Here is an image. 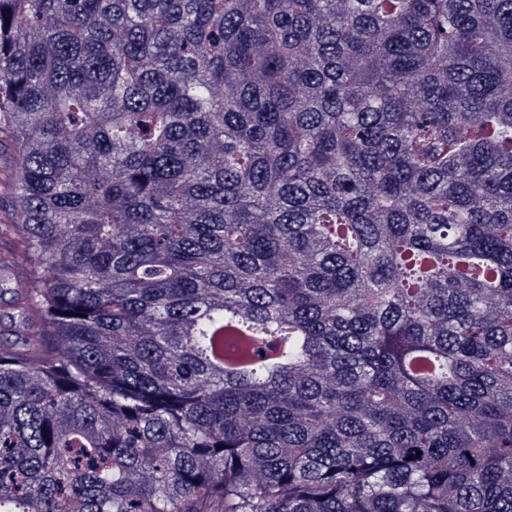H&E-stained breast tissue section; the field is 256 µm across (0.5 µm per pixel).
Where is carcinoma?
I'll list each match as a JSON object with an SVG mask.
<instances>
[{
	"label": "carcinoma",
	"mask_w": 512,
	"mask_h": 512,
	"mask_svg": "<svg viewBox=\"0 0 512 512\" xmlns=\"http://www.w3.org/2000/svg\"><path fill=\"white\" fill-rule=\"evenodd\" d=\"M0 131V512H512V0H0ZM16 170V151L10 137L0 133V210L1 223L9 224L11 196L13 192L12 175ZM0 223V224H1ZM9 239L1 238L0 250L9 252L13 258L15 266L20 270V278L16 277L12 271V280H7L0 285V345L10 346L16 344L22 334V326L17 319H13L4 314L13 307L14 299L26 288L29 279V269L24 258V244L21 237L15 233L1 234ZM28 274H27V271Z\"/></svg>",
	"instance_id": "obj_1"
}]
</instances>
